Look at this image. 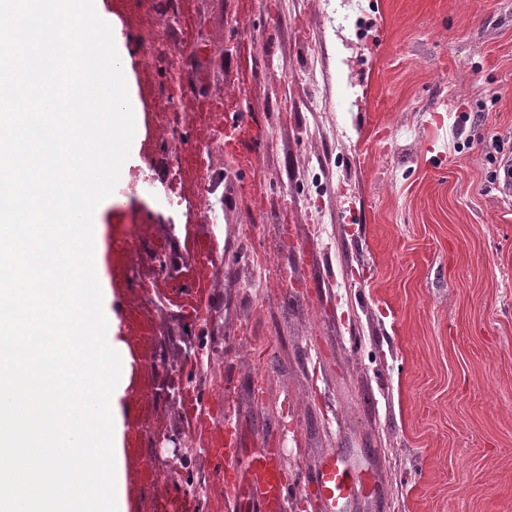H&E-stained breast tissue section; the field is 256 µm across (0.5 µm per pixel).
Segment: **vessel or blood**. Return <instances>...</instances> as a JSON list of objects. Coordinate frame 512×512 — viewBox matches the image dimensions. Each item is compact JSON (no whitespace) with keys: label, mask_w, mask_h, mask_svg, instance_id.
Returning a JSON list of instances; mask_svg holds the SVG:
<instances>
[{"label":"vessel or blood","mask_w":512,"mask_h":512,"mask_svg":"<svg viewBox=\"0 0 512 512\" xmlns=\"http://www.w3.org/2000/svg\"><path fill=\"white\" fill-rule=\"evenodd\" d=\"M209 454L216 475L224 485V497L235 512H280L283 501L296 496L304 487H314L325 512H336L340 502L349 500L356 489L365 486L361 473L328 457L321 470L296 471L285 477L284 463L271 450L243 456L233 432L218 430L217 441Z\"/></svg>","instance_id":"vessel-or-blood-1"}]
</instances>
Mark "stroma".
I'll use <instances>...</instances> for the list:
<instances>
[{"mask_svg":"<svg viewBox=\"0 0 512 512\" xmlns=\"http://www.w3.org/2000/svg\"><path fill=\"white\" fill-rule=\"evenodd\" d=\"M106 4L141 113L98 219L130 357L128 512H162V433L189 449L166 468L198 512H224L202 430L160 396L186 378L201 421L230 419L241 447L368 473L344 512H512V195L486 149L512 145V0H349L362 24L338 35L324 0ZM167 20L187 34L174 128ZM215 98L236 113L200 122ZM174 138L205 165L171 176ZM196 275L202 327L181 305ZM200 337L215 351L197 361Z\"/></svg>","mask_w":512,"mask_h":512,"instance_id":"obj_1","label":"stroma"}]
</instances>
